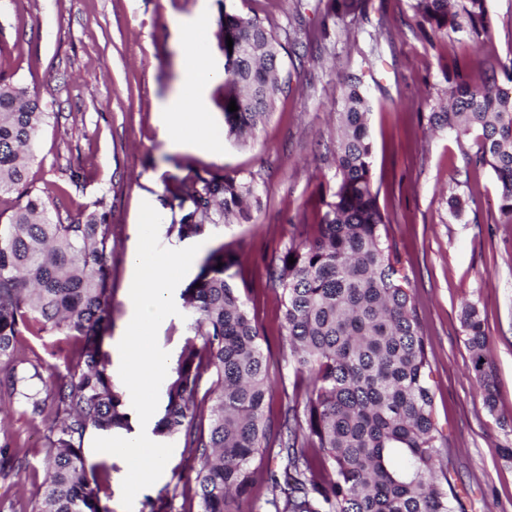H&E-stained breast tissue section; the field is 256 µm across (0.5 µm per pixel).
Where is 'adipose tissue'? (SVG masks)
Instances as JSON below:
<instances>
[{
    "mask_svg": "<svg viewBox=\"0 0 512 512\" xmlns=\"http://www.w3.org/2000/svg\"><path fill=\"white\" fill-rule=\"evenodd\" d=\"M209 25L210 18L203 12L183 25L187 52L181 68V94L164 102L162 108L170 146L175 150L215 154L223 148L222 136L200 132L198 124L187 122L183 112L184 99L200 95L217 77L207 44L202 39Z\"/></svg>",
    "mask_w": 512,
    "mask_h": 512,
    "instance_id": "1",
    "label": "adipose tissue"
}]
</instances>
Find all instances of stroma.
<instances>
[{
  "label": "stroma",
  "instance_id": "obj_1",
  "mask_svg": "<svg viewBox=\"0 0 512 512\" xmlns=\"http://www.w3.org/2000/svg\"><path fill=\"white\" fill-rule=\"evenodd\" d=\"M346 25L336 0H0V69L39 93L51 118L36 144L30 177L44 193L64 194L68 215L85 220L106 201L112 208V308L105 344L119 362L126 328L130 256L137 249L138 216L149 202L162 218L159 240L182 248L170 225L178 211L164 206L168 187L195 173L254 178L260 199L252 218L222 224L199 237V257L225 247L238 259L233 281L263 336L273 387L270 415L304 406L309 379L297 373L282 323V297L266 282V263L291 239L313 234L324 209L320 191L335 188L340 80L356 74L368 106L373 144L372 183L388 233L410 280L413 303L428 343L433 417L448 454L447 476L464 512H512V224L500 221L493 171L474 164L472 138L430 129L437 100L448 97L453 58L473 76L494 73L506 84L512 63V0H487L494 56L465 33L433 41L420 33L413 0H362ZM207 6L209 43L224 60V13L263 18L283 46L286 86L269 119L245 142L225 141L214 157L176 151L168 144L159 104L176 96L183 33L174 16ZM466 199L461 217L451 195ZM474 304L484 321V353L495 372L496 408L488 410L476 382L460 323ZM69 346L55 336L24 337L19 355L41 364L43 375H65ZM49 424L25 415L17 398L0 396V428L12 438L15 468L0 474V512H35L45 490ZM87 434L88 463L103 465L112 512H124L126 463L95 452ZM162 476L140 498L168 493L173 512H200L192 463L183 440Z\"/></svg>",
  "mask_w": 512,
  "mask_h": 512
}]
</instances>
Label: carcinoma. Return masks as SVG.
I'll list each match as a JSON object with an SVG mask.
<instances>
[{
    "label": "carcinoma",
    "mask_w": 512,
    "mask_h": 512,
    "mask_svg": "<svg viewBox=\"0 0 512 512\" xmlns=\"http://www.w3.org/2000/svg\"><path fill=\"white\" fill-rule=\"evenodd\" d=\"M412 9L428 38L468 32L492 46L487 0H414ZM224 36L245 46L224 84V105L238 106L224 111L225 135L244 142L283 92L278 40L259 16L229 12ZM342 86L337 188L320 195L325 211L315 233L291 240L267 266L268 285L284 296L282 327L296 371L311 382L303 411L290 408L275 422L266 413L267 357L229 274L238 263L233 253L212 251L182 293L202 345L187 341L163 381L166 404L153 433L194 449L200 512H240L253 500L257 461L269 463L268 512H457L460 504L436 477L442 437L426 377L427 341L373 188L368 104L356 75L343 76ZM50 116L39 95L0 70V363L16 362L27 334L71 344L68 373L50 380L45 397L21 390L27 377L12 371L0 378V394L20 397L32 417L50 421L37 512H112L100 495L99 467L83 454L90 431H132L104 348L112 326V208L101 200L83 222L47 217L62 199L35 189L28 170ZM428 121L459 138L475 135V162L494 172L500 215L512 224V86L458 69L448 103L433 107ZM169 194L165 204L180 211L170 230L181 241L247 220L260 204L253 180L211 172L195 173ZM461 323L492 410L495 382L476 306L462 308ZM206 373L212 382L203 391ZM206 408L205 425L197 417ZM10 448L1 438L0 473L14 468Z\"/></svg>",
    "instance_id": "obj_1"
}]
</instances>
